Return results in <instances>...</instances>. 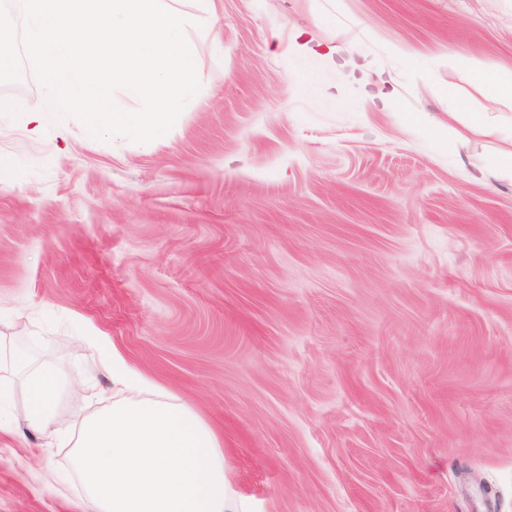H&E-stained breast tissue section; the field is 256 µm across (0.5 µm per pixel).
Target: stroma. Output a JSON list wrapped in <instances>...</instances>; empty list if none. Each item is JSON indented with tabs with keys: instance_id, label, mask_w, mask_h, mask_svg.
<instances>
[{
	"instance_id": "1",
	"label": "stroma",
	"mask_w": 512,
	"mask_h": 512,
	"mask_svg": "<svg viewBox=\"0 0 512 512\" xmlns=\"http://www.w3.org/2000/svg\"><path fill=\"white\" fill-rule=\"evenodd\" d=\"M163 137L30 135L0 84V336L111 382L82 328L199 409L241 512H512V0H195ZM501 126L475 131L469 113ZM57 435L0 434V512H79ZM468 69L474 77L484 82L489 91L495 95H511L512 96V76L510 81H505L499 76L493 77L488 74L484 64L479 60H469Z\"/></svg>"
}]
</instances>
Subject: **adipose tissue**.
<instances>
[{"instance_id": "obj_1", "label": "adipose tissue", "mask_w": 512, "mask_h": 512, "mask_svg": "<svg viewBox=\"0 0 512 512\" xmlns=\"http://www.w3.org/2000/svg\"><path fill=\"white\" fill-rule=\"evenodd\" d=\"M17 381L0 382V432L56 425L66 393L59 367L10 350ZM112 399L87 418L73 443L82 512H235L223 441L191 404L132 373L100 349Z\"/></svg>"}]
</instances>
